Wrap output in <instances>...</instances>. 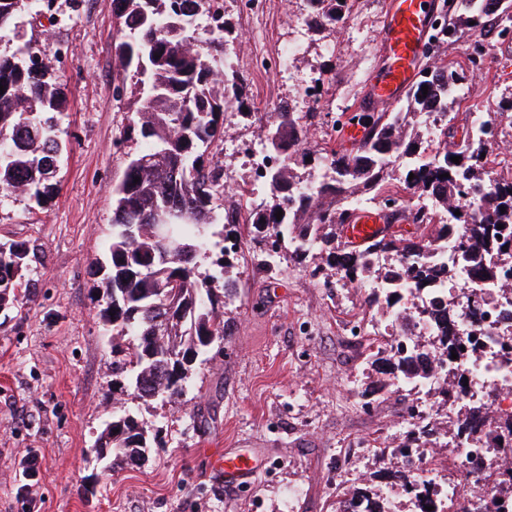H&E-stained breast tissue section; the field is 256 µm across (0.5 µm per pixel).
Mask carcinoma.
I'll return each mask as SVG.
<instances>
[{
    "mask_svg": "<svg viewBox=\"0 0 512 512\" xmlns=\"http://www.w3.org/2000/svg\"><path fill=\"white\" fill-rule=\"evenodd\" d=\"M35 0H0V32L35 9ZM312 29L334 28L345 22L346 0H310ZM494 0H462L466 20L480 25ZM119 41L116 52L124 68L134 69L133 128L145 149L132 157L122 181L112 188V232L109 261L92 272L99 277L98 316L107 329L128 337L122 357L112 360V376L120 388L137 398H175L183 394L193 361L205 354L212 339H224L228 324L224 306L236 293L224 281L227 268L221 242L212 230L215 209L224 193V174L209 158L223 136L224 106L240 100L243 84L221 68L225 23L209 25L198 36V20L213 15L205 0H112ZM175 24L187 28L184 39L169 36ZM463 76L446 67L434 68L408 92L397 112L373 116L366 141L351 151L306 148L307 129L289 107L272 116H259L262 131L278 132L284 164L267 178L269 203L247 212L255 236L282 238L292 254L305 260L313 250L327 251V265L349 282L376 286L369 304L380 300L394 307L399 291L417 290L436 281H451L454 264L434 266L433 246L463 229L465 249L459 261L479 270L483 278L497 270L482 264L493 253L512 265V177L490 178L485 171L489 141L481 126L471 141L448 150V133L440 132L443 148L427 153L412 119L452 108ZM0 195L21 194L45 205L56 192L62 141L55 114L67 102L66 84L51 61L28 44L0 52ZM428 86L423 93L422 86ZM459 157V163L452 162ZM311 161H306V158ZM325 166L332 175L308 180L297 168ZM414 178H409V175ZM401 190L444 207L447 219L428 212L423 232L413 238L381 236L360 247L338 240L336 228L358 210L376 202L391 182ZM506 211H500V208ZM282 211V218L275 216ZM460 214H455V211ZM172 223L182 255L163 256L155 226ZM503 228H498V225ZM219 250L215 273L202 276L197 259ZM389 255L385 265L375 263ZM45 254L34 240L0 243V311L22 307L37 284L30 272L44 265ZM455 303L444 302L429 312L433 331L427 343L416 342L406 357L377 351L376 361L390 385L429 374L431 350L448 336L455 322ZM486 407L476 405L457 414L448 425L453 433H476L486 422ZM156 436L150 427L125 409L112 412L96 445L109 458V471L138 460ZM379 491L354 488L345 512H384Z\"/></svg>",
    "mask_w": 512,
    "mask_h": 512,
    "instance_id": "cac0c4a2",
    "label": "carcinoma"
}]
</instances>
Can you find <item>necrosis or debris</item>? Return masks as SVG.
Instances as JSON below:
<instances>
[{
    "mask_svg": "<svg viewBox=\"0 0 512 512\" xmlns=\"http://www.w3.org/2000/svg\"><path fill=\"white\" fill-rule=\"evenodd\" d=\"M512 274L500 273L497 287L486 286L474 271L460 270L454 282L436 284L412 293H402L400 304L411 310L413 321L405 332H391L381 324L361 327L364 338H389L392 350H411L417 337L428 335L427 312L440 301H454V330L461 346L477 349L480 360L452 358L438 350L429 378L411 381L418 402L404 428L423 426L443 401L444 389H452L447 400L450 412L484 404L491 418L512 419ZM439 439L406 442L396 437L392 449H404L411 462L410 487L389 484L382 488L385 512H403L405 503L425 500L433 512H512V498L492 497L487 487L498 483L503 471L512 469V450L499 447L491 437L468 434L452 437L447 452H440Z\"/></svg>",
    "mask_w": 512,
    "mask_h": 512,
    "instance_id": "1",
    "label": "necrosis or debris"
}]
</instances>
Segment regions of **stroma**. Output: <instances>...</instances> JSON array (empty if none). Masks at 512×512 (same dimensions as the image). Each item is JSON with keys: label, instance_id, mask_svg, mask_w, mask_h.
<instances>
[{"label": "stroma", "instance_id": "stroma-1", "mask_svg": "<svg viewBox=\"0 0 512 512\" xmlns=\"http://www.w3.org/2000/svg\"><path fill=\"white\" fill-rule=\"evenodd\" d=\"M388 0H350L340 28L315 31L307 0H223L232 33L224 47L243 79L245 106L224 108L216 160L224 171V205L241 211L266 201L243 163L244 147H263L257 116L283 104L301 118L307 147H351L361 101L385 66ZM49 21H19L0 35V51L30 43L67 85L68 108L57 115L65 150L52 203L24 196L0 202V241L35 240L47 262L34 277V299L0 325V512H28L15 456L41 459L34 480L39 512H336L339 451L365 438L376 448L352 462L350 481H377L394 464L385 444L416 396L382 386L366 344L347 339L350 323L385 320V304L366 307L363 289L335 287V269L320 254L298 262L281 246L274 265L267 247L236 226L230 253L237 294L224 308L229 335L213 360L197 362L182 397L140 400L112 380V336L99 323L91 274L106 255L112 188L143 141L130 126L122 92L130 82L115 55L112 0H49ZM489 49L487 75L454 107L456 131L477 113L493 138L512 139V37L495 28H463L444 44L438 63L469 72L471 44ZM319 81L321 96L304 88ZM126 408L160 442L139 461L105 473L93 446L113 410ZM255 470L226 482L227 453ZM298 491L296 506L288 494Z\"/></svg>", "mask_w": 512, "mask_h": 512}]
</instances>
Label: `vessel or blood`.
<instances>
[{
  "instance_id": "b4317fda",
  "label": "vessel or blood",
  "mask_w": 512,
  "mask_h": 512,
  "mask_svg": "<svg viewBox=\"0 0 512 512\" xmlns=\"http://www.w3.org/2000/svg\"><path fill=\"white\" fill-rule=\"evenodd\" d=\"M433 14L431 0H390L385 24V49L390 63L373 78L363 109L382 111L413 87V66L431 42ZM386 221L380 213L363 211L356 223L342 226L341 235L349 245L359 246L383 235Z\"/></svg>"
}]
</instances>
